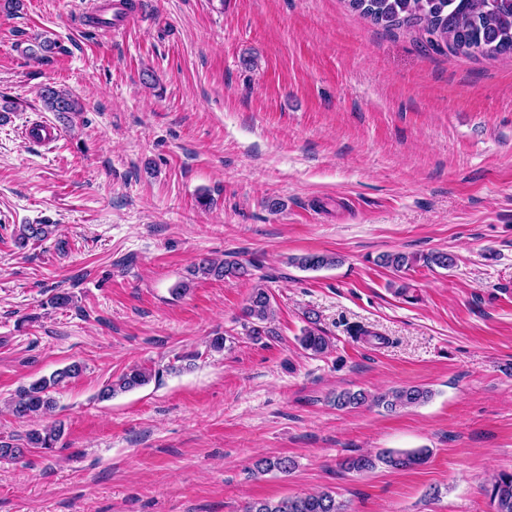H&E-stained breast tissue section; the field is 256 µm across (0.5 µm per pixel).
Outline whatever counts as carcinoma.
Returning a JSON list of instances; mask_svg holds the SVG:
<instances>
[{
	"label": "carcinoma",
	"instance_id": "carcinoma-1",
	"mask_svg": "<svg viewBox=\"0 0 512 512\" xmlns=\"http://www.w3.org/2000/svg\"><path fill=\"white\" fill-rule=\"evenodd\" d=\"M349 7L368 23L387 30L407 29L415 32L425 46L436 52L462 54L468 57L496 58L512 55V0H347ZM40 98L50 112L65 114L80 111L78 102L67 93L46 86ZM54 224H22L18 239L21 243L30 240H45L55 231ZM448 268L454 258L446 252H436L422 259L415 255L395 252L380 256V264L396 272L413 267L417 261ZM288 263L306 270H318L336 265V257L327 254L309 253L288 258ZM204 277L239 279L250 275L248 266L237 260L221 262L201 260L192 270V275ZM242 316L251 324L253 336H272L274 331L265 324L274 317L271 297L264 288H256L242 309ZM306 326L299 338L301 347L315 355L329 349V340L318 326V317L307 315ZM83 366L74 362L55 371L50 378L38 379L21 388L11 401L9 409L19 419H32L55 408L56 401L51 389L66 379L78 377ZM152 372L133 366L101 391V398L110 399L120 392L131 391L147 384ZM431 396L427 389L403 387L376 397V402L393 411L425 402ZM361 392L342 391L334 397L338 408L355 407L365 402ZM64 433V425L58 423L42 429H31L25 441L13 443L0 439V458L21 460L33 449L51 450ZM426 459L424 449L386 451L374 458L366 454L349 456L341 462L348 471L365 472L375 467L379 460L393 469H410ZM260 472H289L293 467L288 458H262L255 462ZM484 492L494 512H512V471L492 475L484 486ZM243 512H346L343 505L329 491L285 497L277 501L255 500L246 503Z\"/></svg>",
	"mask_w": 512,
	"mask_h": 512
}]
</instances>
